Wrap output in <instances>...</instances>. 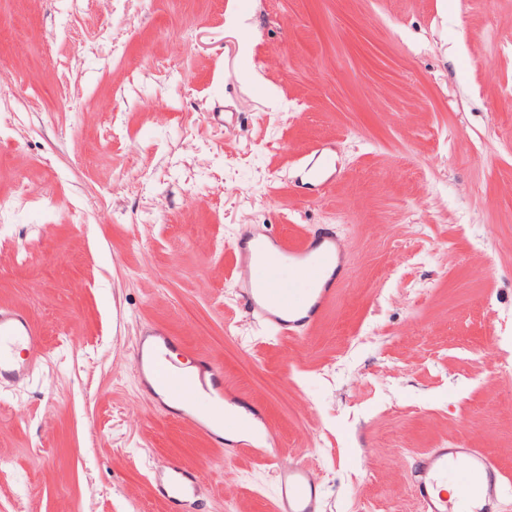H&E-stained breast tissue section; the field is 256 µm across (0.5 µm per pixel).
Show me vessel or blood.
<instances>
[{"mask_svg": "<svg viewBox=\"0 0 512 512\" xmlns=\"http://www.w3.org/2000/svg\"><path fill=\"white\" fill-rule=\"evenodd\" d=\"M274 248L279 262L258 269L255 283L239 290L245 309L259 316L275 334L299 337L308 325L318 320L332 305L338 292L337 276L326 278L321 287L304 293L300 282L288 288L273 287L280 276L282 264L299 269L302 278L316 276L335 264L339 249L333 234L325 232L292 240L272 239L259 234H245L236 239L232 250L242 257L249 250L259 252ZM39 329L32 313L0 305V383L21 382L31 377L39 351ZM199 375H188L164 358L146 357L137 351L134 368L151 367L159 381L172 390L190 395L220 388L219 379L211 378V365L198 361ZM456 477L461 500L469 502V512H492L504 486V472L487 454L476 448H434L418 457L413 466L411 491L419 512H458L441 486L449 477ZM274 512H322L318 481L306 466L297 464L276 472ZM204 486L197 471L186 464L166 463L155 472V491L163 500L185 507L195 504ZM460 500V501H461Z\"/></svg>", "mask_w": 512, "mask_h": 512, "instance_id": "1", "label": "vessel or blood"}]
</instances>
